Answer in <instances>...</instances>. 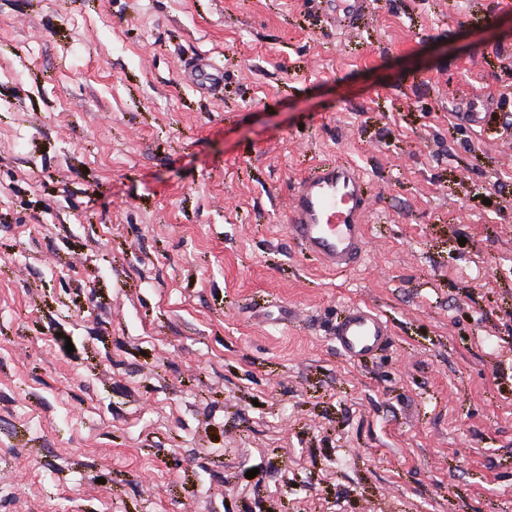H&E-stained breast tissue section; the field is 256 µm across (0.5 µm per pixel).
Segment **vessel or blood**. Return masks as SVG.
I'll list each match as a JSON object with an SVG mask.
<instances>
[{"instance_id": "b4317fda", "label": "vessel or blood", "mask_w": 512, "mask_h": 512, "mask_svg": "<svg viewBox=\"0 0 512 512\" xmlns=\"http://www.w3.org/2000/svg\"><path fill=\"white\" fill-rule=\"evenodd\" d=\"M368 4L369 0H334L337 25L353 24ZM184 79L210 93L220 84L222 75L212 61L201 58ZM369 210L363 173L352 164L327 161L294 182L287 200L288 234L327 268L351 270L367 250ZM391 334L388 320L360 302L344 309L333 331L337 349L351 361L382 351Z\"/></svg>"}]
</instances>
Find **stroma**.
<instances>
[{
    "label": "stroma",
    "instance_id": "1",
    "mask_svg": "<svg viewBox=\"0 0 512 512\" xmlns=\"http://www.w3.org/2000/svg\"><path fill=\"white\" fill-rule=\"evenodd\" d=\"M332 10L0 0V512H512V0ZM330 160L341 273L286 224ZM336 26L353 24L367 9L368 0H333ZM184 80L201 91L210 93L220 84L222 75L212 61L207 58H200L184 75ZM370 205L365 176L357 167L321 163L293 184L288 234L327 268L354 269L367 250ZM333 336L339 352L346 359L356 361L382 351L388 345L392 331L382 314L356 302L341 313Z\"/></svg>",
    "mask_w": 512,
    "mask_h": 512
}]
</instances>
